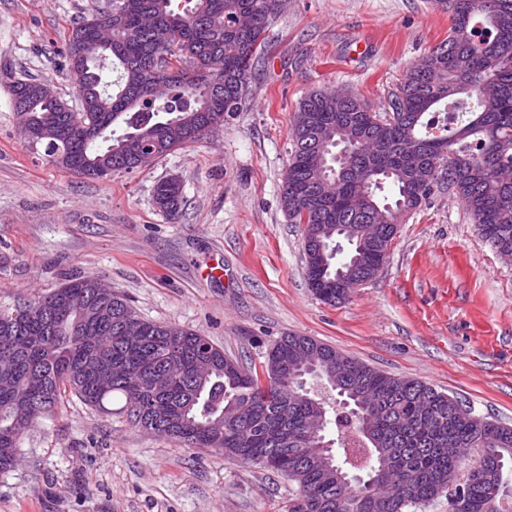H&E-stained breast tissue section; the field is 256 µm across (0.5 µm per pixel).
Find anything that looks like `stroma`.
<instances>
[{"label": "stroma", "mask_w": 512, "mask_h": 512, "mask_svg": "<svg viewBox=\"0 0 512 512\" xmlns=\"http://www.w3.org/2000/svg\"><path fill=\"white\" fill-rule=\"evenodd\" d=\"M112 0H0V310L91 276L139 317L208 336L247 367L296 333L458 397L512 426V262L440 191L398 228L379 275L345 303L305 277L304 227L281 208L293 117L342 88L386 112L406 70L448 36L435 0H288L241 112L152 165L87 180L19 135L11 85L36 79L70 108L62 54L73 26ZM182 184L175 219L155 207ZM221 265L222 278L207 276ZM76 396L35 421L0 472V512H286L294 484L269 470L133 427ZM153 201L160 212L174 218L182 207V186L172 179H163L153 188Z\"/></svg>", "instance_id": "stroma-1"}]
</instances>
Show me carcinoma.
<instances>
[{"label":"carcinoma","mask_w":512,"mask_h":512,"mask_svg":"<svg viewBox=\"0 0 512 512\" xmlns=\"http://www.w3.org/2000/svg\"><path fill=\"white\" fill-rule=\"evenodd\" d=\"M112 0L73 27L66 43L70 71L81 67L90 96L74 111L60 97L32 92L35 80L10 86L29 91L28 123L60 135L41 141L44 156L82 178L136 169L150 144L159 157L224 129L240 111L253 72L271 42L285 0ZM451 18L448 38L403 76L391 109L394 122L366 118L370 107L333 91L300 105L306 122L292 128V148L280 189L282 208L305 233L321 239L306 276L315 296L334 305L350 298L336 271L355 281L373 277L394 238L383 225L365 235L378 208L401 224L447 189L495 248L512 251V0H436ZM174 28L198 61H181L169 76L153 51L154 32ZM353 150L351 168L336 166V146ZM432 173L420 184L415 165ZM359 196L375 208L354 210ZM160 212L174 218L182 186L163 179L153 188ZM137 313L98 280L70 279L50 293L0 312V471L30 424L54 416L63 395L112 413L113 399L135 427L183 448H208L242 464L275 471L296 484L288 512H409L440 498L463 465L458 448L472 444L488 457L470 486L465 512H512L504 470L512 463V427L477 416L462 401L422 381L396 377L344 356L345 366L320 395L290 384L302 358L338 353L311 336L288 334L267 351L261 370L243 368L209 337L143 321L129 343L122 327ZM325 414L335 427L332 469L324 450L301 443L307 420ZM370 454V485L352 490L337 480L349 464L346 435ZM401 453L410 480L378 478L386 451Z\"/></svg>","instance_id":"cac0c4a2"}]
</instances>
